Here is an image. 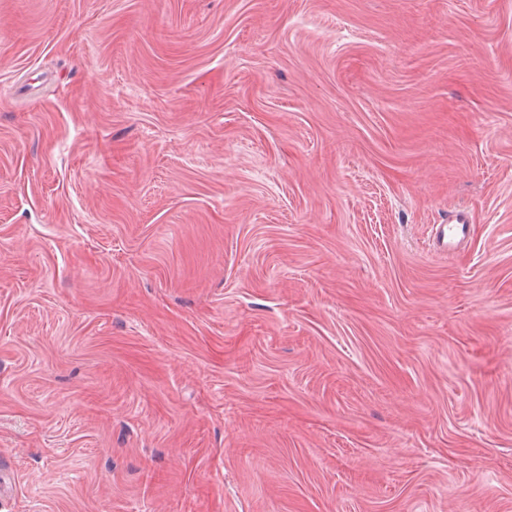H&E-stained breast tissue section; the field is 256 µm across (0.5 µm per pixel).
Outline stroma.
I'll return each mask as SVG.
<instances>
[{
	"label": "stroma",
	"instance_id": "1",
	"mask_svg": "<svg viewBox=\"0 0 512 512\" xmlns=\"http://www.w3.org/2000/svg\"><path fill=\"white\" fill-rule=\"evenodd\" d=\"M0 467L512 512V0H0ZM470 218L465 210L455 211L448 219V224L438 225V237L444 251L453 253L460 242L467 237V224Z\"/></svg>",
	"mask_w": 512,
	"mask_h": 512
}]
</instances>
